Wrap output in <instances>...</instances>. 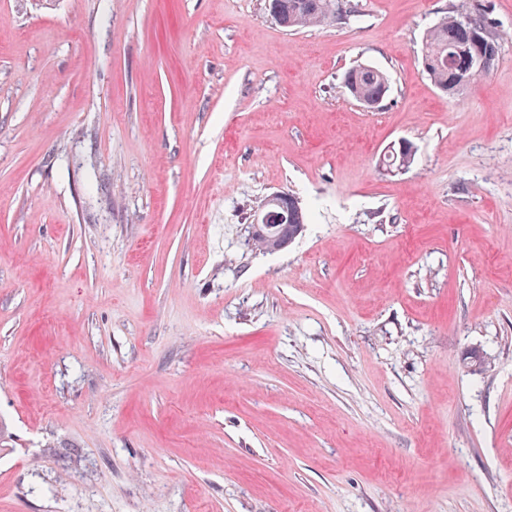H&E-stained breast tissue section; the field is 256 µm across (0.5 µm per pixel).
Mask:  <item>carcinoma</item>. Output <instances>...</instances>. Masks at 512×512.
I'll return each mask as SVG.
<instances>
[{"mask_svg":"<svg viewBox=\"0 0 512 512\" xmlns=\"http://www.w3.org/2000/svg\"><path fill=\"white\" fill-rule=\"evenodd\" d=\"M266 10L280 27L293 31L332 20L336 17V0H267ZM474 23L483 28L492 52H497L495 33L473 17L466 0H459L448 15L440 18L427 31L422 63L428 77L439 90H444L450 81L468 71L469 58L464 49L471 46ZM344 81L346 93L362 105L380 97L385 99L390 91L387 75L367 64L351 68L344 75ZM413 161V150L408 144L390 150L385 156L387 166L397 170L410 167ZM262 209L283 214L286 220L272 228L263 224L252 228L250 241L253 245L265 251L281 250L303 232L305 214L293 197L277 203L267 200Z\"/></svg>","mask_w":512,"mask_h":512,"instance_id":"obj_1","label":"carcinoma"}]
</instances>
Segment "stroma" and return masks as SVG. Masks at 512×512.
Masks as SVG:
<instances>
[{
	"mask_svg": "<svg viewBox=\"0 0 512 512\" xmlns=\"http://www.w3.org/2000/svg\"><path fill=\"white\" fill-rule=\"evenodd\" d=\"M452 3L0 0V512H512V0L457 95ZM266 10L282 28L322 25L336 17V0H267ZM472 23L480 25L485 31V39L490 44L494 58L497 56L498 39L495 33L478 18L473 17L466 1L457 2L448 15L440 18L426 33L422 50L424 70L434 86L439 90L448 89V83L468 71L469 58L464 49L471 46L473 40ZM486 58H477L471 65V73L462 86L448 89L457 92L471 85L472 79L485 72ZM491 65V66H492ZM343 85L346 93L363 106H367L366 102L380 97H382L383 103L390 91L387 75L380 69L367 64L357 65L347 71L344 75ZM261 208L284 214L287 219L281 224H275L273 228H267L265 224L271 223L273 213L258 211L250 224L252 232L249 241L254 246L265 251H272L275 248L281 250L286 247L284 246L286 243H292L303 232L305 214L293 196L288 194V200L281 199L278 203L269 201L268 198ZM253 224H257L258 227L256 228Z\"/></svg>",
	"mask_w": 512,
	"mask_h": 512,
	"instance_id": "obj_1",
	"label": "stroma"
}]
</instances>
